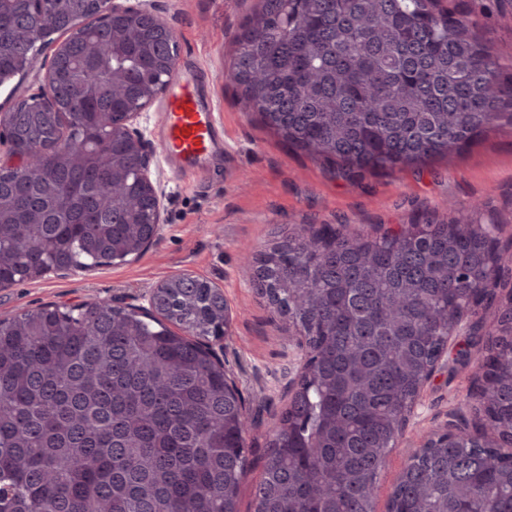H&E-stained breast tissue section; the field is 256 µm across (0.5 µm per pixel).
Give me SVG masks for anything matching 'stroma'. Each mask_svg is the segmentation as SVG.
Instances as JSON below:
<instances>
[{"mask_svg":"<svg viewBox=\"0 0 512 512\" xmlns=\"http://www.w3.org/2000/svg\"><path fill=\"white\" fill-rule=\"evenodd\" d=\"M157 2L176 33L178 71L191 67L210 76L202 92L223 126L224 152L203 173L177 175L156 161L154 177L166 194L163 226L158 242L139 259L0 288V318L50 303L140 296L180 274L222 288L231 315L224 356L256 421L246 435L250 454L240 495V512H253L250 490L262 474L268 442L288 403L299 352L288 342L287 320L254 287L245 255L269 251L303 227L344 224L352 234L370 236L380 224H413L427 216L445 221L487 197L492 207L484 218L501 221L500 243L512 245V134H491L466 156L436 162L418 176H370L345 183L266 130L225 79L239 26L259 0ZM451 2L477 21L496 55L512 60V0ZM62 40V34H53L40 45L38 65L0 83V112L36 91L45 62ZM483 358L477 349L467 362L449 363L421 391L419 422L399 436L379 475L377 512H387L408 449L450 421L478 425L471 392Z\"/></svg>","mask_w":512,"mask_h":512,"instance_id":"35a3bbf8","label":"stroma"}]
</instances>
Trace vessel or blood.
I'll use <instances>...</instances> for the list:
<instances>
[{
    "label": "vessel or blood",
    "mask_w": 512,
    "mask_h": 512,
    "mask_svg": "<svg viewBox=\"0 0 512 512\" xmlns=\"http://www.w3.org/2000/svg\"><path fill=\"white\" fill-rule=\"evenodd\" d=\"M201 82L199 72L181 75L171 84L160 115L163 160L174 170L207 169L213 155L224 149L216 114L201 95Z\"/></svg>",
    "instance_id": "1"
}]
</instances>
